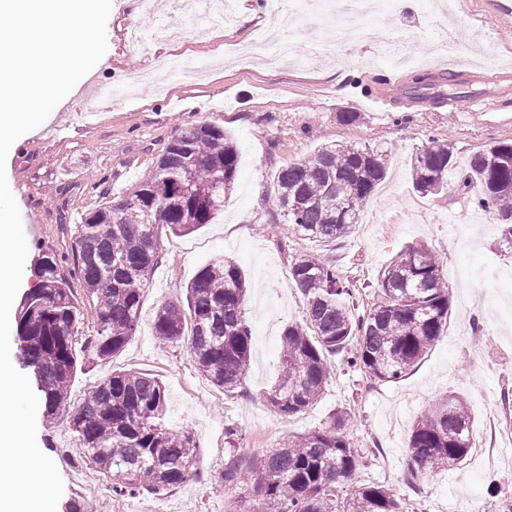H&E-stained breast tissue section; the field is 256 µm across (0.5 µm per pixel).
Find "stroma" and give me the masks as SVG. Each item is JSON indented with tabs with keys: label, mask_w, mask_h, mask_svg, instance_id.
<instances>
[{
	"label": "stroma",
	"mask_w": 512,
	"mask_h": 512,
	"mask_svg": "<svg viewBox=\"0 0 512 512\" xmlns=\"http://www.w3.org/2000/svg\"><path fill=\"white\" fill-rule=\"evenodd\" d=\"M440 2L392 0L374 18L390 38L414 32L404 50L415 63L405 68L369 41L338 42L335 55H314L301 67L287 58L270 63L266 48L254 42L257 31L276 23L269 0H237L238 8H257L259 21L209 41L195 37L200 17L171 8L165 22L177 39L155 44L148 56L129 44L127 31L134 25L150 34L154 19L137 14L138 0H121L111 10L98 86L123 85L144 70L166 86L146 87L93 121L82 112L80 90H73L72 107L52 112L7 158V181L28 245L20 293L38 286L42 255L54 257L61 274L71 276L84 213L119 199L182 132L202 123L223 127L237 145L238 172L212 223L185 234L161 232L162 258L144 288L135 335L106 365L78 352L71 383L76 404L109 369L156 377L165 388L166 425L191 431L198 442L196 477L161 493L113 497L108 480L75 453L64 411L50 421L36 419L38 446L63 480L62 501L81 498L88 512H232L238 492L224 485L228 457L247 464L286 435L326 426L341 409L350 416L346 431L363 458L346 488L384 486L406 512H460L467 499L495 510L501 499H512V485L504 482L512 475V334L502 332L512 320V247L501 239L497 215L456 191L473 154L512 141V122L493 114L512 109V0H464L445 19L438 15ZM179 53L202 66V73L168 77L165 63ZM447 61L465 74L464 90L483 96L491 115L471 111L466 101L450 108L436 98H398L382 111L368 98L385 85L412 86L415 77L435 73ZM345 112L355 113V121L344 123ZM432 137L451 141L455 163L447 190L425 196L412 186L410 159ZM331 143L382 147L390 167L361 223L324 243L296 236L273 198L279 169ZM417 245L442 261L451 297L448 325L424 359L400 380L380 382L334 357L333 374L315 404L289 417L276 413L265 395L280 373L281 335L306 313V300L289 277L292 257L310 254L335 265L350 282L356 306L366 308L376 299L380 270ZM220 256L239 264L249 286L251 367L231 394L198 374L186 348L160 344L153 330L156 310L183 300L186 284ZM450 395L469 407L475 448L456 469L412 486L406 469L412 427ZM228 426L235 439H227ZM493 441L504 460L491 465L478 451Z\"/></svg>",
	"instance_id": "obj_1"
}]
</instances>
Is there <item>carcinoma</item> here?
I'll return each instance as SVG.
<instances>
[{
	"instance_id": "1",
	"label": "carcinoma",
	"mask_w": 512,
	"mask_h": 512,
	"mask_svg": "<svg viewBox=\"0 0 512 512\" xmlns=\"http://www.w3.org/2000/svg\"><path fill=\"white\" fill-rule=\"evenodd\" d=\"M450 141L432 138L411 158L412 185L423 195L448 186ZM389 158L380 148L327 144L276 175L274 203L295 234L334 242L359 223L362 208L385 180ZM238 152L224 129L204 123L173 139L167 159L155 163L115 202L86 213L76 227L74 270L97 327L86 348L109 362L134 335L142 293L161 259L159 230L191 232L224 210L235 187ZM460 187L475 203L512 224V143L476 152ZM291 281L307 299L306 323L281 337V378L266 395L284 416L321 396L331 358L378 381L408 374L448 324L449 294L443 265L431 251L407 247L379 275L373 305L359 312L352 291L332 264L314 255L292 258ZM246 279L226 258L204 265L186 286L187 306L168 301L156 312L155 336L187 348L197 371L232 393L246 378L252 334L245 318ZM83 309L54 258L41 261V284L26 293L16 317L17 358L31 371L47 419L70 407L69 383L77 368L75 338ZM191 322L190 333L185 323ZM166 394L154 377L113 370L91 387L71 415L75 451L111 483L115 496L177 487L196 475L198 445L188 430L164 424ZM348 412L328 426L284 437L253 458L251 485L236 512H404L382 486L342 494L341 483L362 464L345 432ZM472 448L464 401L451 396L421 416L408 439L407 473L417 486L432 473L459 465Z\"/></svg>"
}]
</instances>
